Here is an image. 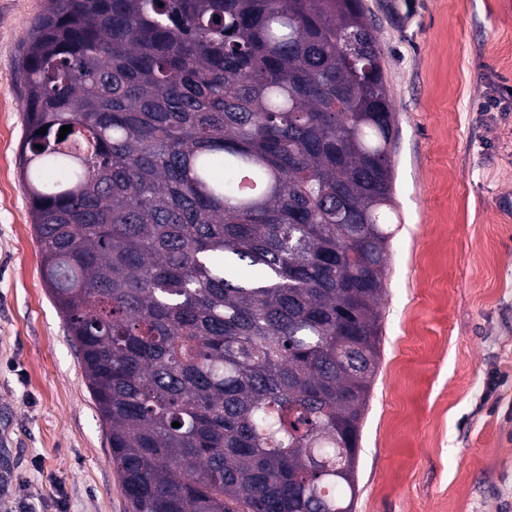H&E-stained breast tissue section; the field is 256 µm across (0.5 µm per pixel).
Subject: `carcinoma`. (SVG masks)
I'll use <instances>...</instances> for the list:
<instances>
[{
  "instance_id": "1",
  "label": "carcinoma",
  "mask_w": 512,
  "mask_h": 512,
  "mask_svg": "<svg viewBox=\"0 0 512 512\" xmlns=\"http://www.w3.org/2000/svg\"><path fill=\"white\" fill-rule=\"evenodd\" d=\"M48 2L19 167L130 512H352L395 231L361 0Z\"/></svg>"
}]
</instances>
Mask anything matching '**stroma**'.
Segmentation results:
<instances>
[{
    "label": "stroma",
    "mask_w": 512,
    "mask_h": 512,
    "mask_svg": "<svg viewBox=\"0 0 512 512\" xmlns=\"http://www.w3.org/2000/svg\"><path fill=\"white\" fill-rule=\"evenodd\" d=\"M396 139L381 363L354 512H512V0H362ZM46 0H0V512H129L50 301L17 168L18 59Z\"/></svg>",
    "instance_id": "35a3bbf8"
}]
</instances>
